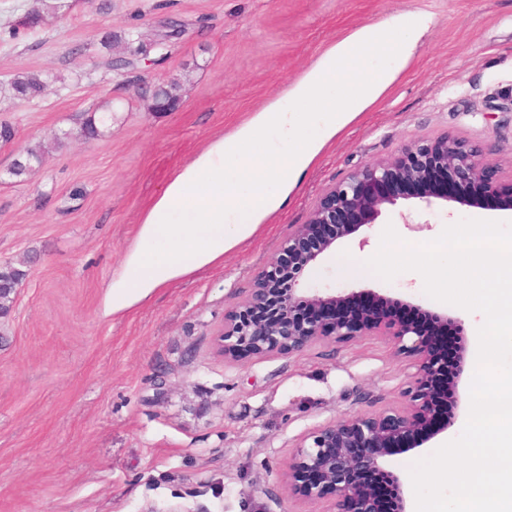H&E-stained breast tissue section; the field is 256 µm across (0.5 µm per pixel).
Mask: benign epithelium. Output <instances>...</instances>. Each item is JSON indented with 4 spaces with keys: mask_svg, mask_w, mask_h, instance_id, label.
<instances>
[{
    "mask_svg": "<svg viewBox=\"0 0 512 512\" xmlns=\"http://www.w3.org/2000/svg\"><path fill=\"white\" fill-rule=\"evenodd\" d=\"M415 200L430 208L450 202L512 207V176L496 173L486 151L442 134L413 141L396 153L363 164L331 186L281 243L283 257L254 274L244 297L214 337V353L227 363L248 355L265 358L302 352L321 343L366 336L390 341L408 361L405 403L372 415H347L301 437L282 474L288 494L330 512H406L403 481L386 468L403 444L420 445L429 432L452 427L461 401L467 335L462 321L444 311L416 309L429 322L400 319L388 309L397 300L305 283L336 240L375 223L388 207ZM458 339V367L444 373L448 337ZM382 472L381 487L363 477Z\"/></svg>",
    "mask_w": 512,
    "mask_h": 512,
    "instance_id": "benign-epithelium-1",
    "label": "benign epithelium"
}]
</instances>
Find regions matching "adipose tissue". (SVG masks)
<instances>
[{"label":"adipose tissue","instance_id":"obj_1","mask_svg":"<svg viewBox=\"0 0 512 512\" xmlns=\"http://www.w3.org/2000/svg\"><path fill=\"white\" fill-rule=\"evenodd\" d=\"M430 24L429 14L417 13L394 41L380 28H360L319 57L284 99L214 136L152 201L112 276L107 312L130 311L254 237L327 144L393 82Z\"/></svg>","mask_w":512,"mask_h":512}]
</instances>
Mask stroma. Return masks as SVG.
I'll list each match as a JSON object with an SVG mask.
<instances>
[{
  "label": "stroma",
  "mask_w": 512,
  "mask_h": 512,
  "mask_svg": "<svg viewBox=\"0 0 512 512\" xmlns=\"http://www.w3.org/2000/svg\"><path fill=\"white\" fill-rule=\"evenodd\" d=\"M418 12L433 23L406 67L316 158L283 211L221 265L105 315L112 275L176 170L336 42ZM158 40L165 47L149 60L134 57ZM26 73L45 83L40 97L14 94ZM173 81L179 111H152L153 88ZM105 108L109 125L83 139L89 111ZM4 121L15 138L0 142V265L27 276L0 318V512H308L281 482L298 439L401 407L403 356L364 337L227 363L213 336L291 226L358 166L446 133L512 172V0H66L58 12L0 0ZM36 145L41 165L16 180L15 153ZM463 219L509 223L512 211L404 201L336 249L368 259L386 225L419 245ZM309 284L447 309L478 347L483 314L429 298L417 272L350 277L330 254ZM469 409L462 398L448 432L390 457V468L408 476L461 434Z\"/></svg>",
  "instance_id": "obj_1"
}]
</instances>
